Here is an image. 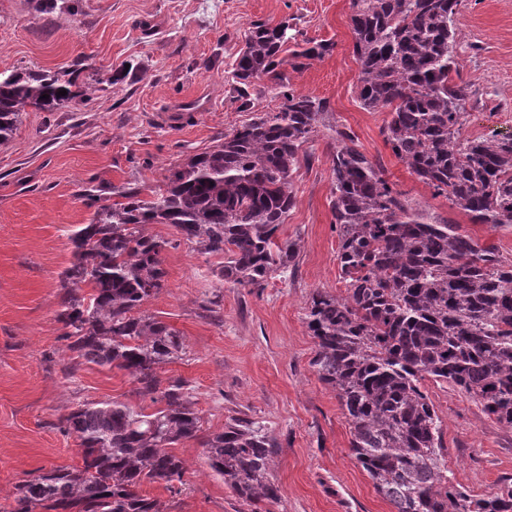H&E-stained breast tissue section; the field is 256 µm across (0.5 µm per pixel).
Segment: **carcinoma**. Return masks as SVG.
<instances>
[{
  "label": "carcinoma",
  "mask_w": 512,
  "mask_h": 512,
  "mask_svg": "<svg viewBox=\"0 0 512 512\" xmlns=\"http://www.w3.org/2000/svg\"><path fill=\"white\" fill-rule=\"evenodd\" d=\"M73 20L78 0H30ZM461 0H350L356 83L362 108L385 110L383 140L410 173L476 224H512V136L464 139L465 87L454 15ZM334 44L297 42L284 19L254 21L231 78L238 109L254 107L256 84L282 104L224 141L169 169L150 198L122 187L83 195L90 223L71 234L73 261L61 274L57 321L77 362L126 372L134 393L160 408L83 403L56 427L79 441L83 464L42 472L18 486L11 512H159L140 495L145 481L173 488L183 462L173 448L193 441L210 469L251 507L280 498L272 482L276 441L256 421L231 417L206 433L187 383L163 381V365L183 352L180 335L141 306L164 287L163 249L143 231L171 224L204 254L224 256L223 283L261 288L295 266L298 244L278 232L295 207L292 175L302 146L329 121L327 101L296 91L294 71ZM66 72L0 71V145L29 108L52 112L96 90ZM66 90L64 96L57 95ZM49 98L44 99L42 95ZM331 158L337 261L345 294L316 292L306 325L316 341L319 378L334 391L351 429V451L394 512H512V486L472 495L452 482L441 421L422 381L445 382L512 427V264L480 248L461 226L420 210L336 128ZM89 288L83 292V288Z\"/></svg>",
  "instance_id": "obj_1"
}]
</instances>
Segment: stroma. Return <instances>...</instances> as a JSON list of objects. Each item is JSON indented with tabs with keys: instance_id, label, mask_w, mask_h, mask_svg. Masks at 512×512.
Wrapping results in <instances>:
<instances>
[{
	"instance_id": "obj_1",
	"label": "stroma",
	"mask_w": 512,
	"mask_h": 512,
	"mask_svg": "<svg viewBox=\"0 0 512 512\" xmlns=\"http://www.w3.org/2000/svg\"><path fill=\"white\" fill-rule=\"evenodd\" d=\"M75 21L48 24L29 0H0V71L69 68L84 81L134 64L136 73L56 112H24L0 145V512L18 485L57 466H78L81 449L57 420L81 403L140 406L130 376L84 365L57 320L60 274L72 258L69 234L88 223L82 193L134 184L162 189L168 169L246 122L230 94L229 73L257 20L295 19L302 38L332 42L330 55L289 72L296 90L325 99L331 125L306 144L292 176L296 206L283 237L296 240L294 271L265 287L220 283L223 259L187 245L166 248L165 286L144 313L174 328L184 355L163 374L187 381L207 431L247 415L275 438L272 479L280 488L268 512H392L355 460L350 426L335 391L312 364L317 346L305 314L314 293L343 294L336 260L330 156L336 128L431 215L460 224L479 247L512 263V224H475L410 174L385 144V115L364 110L355 93L350 0H81ZM461 77L468 85L464 138L512 135V0H461L454 17ZM179 120H170V113ZM214 309H207L208 300ZM441 420L453 483L476 494L512 479V428L487 415L459 388L425 381ZM177 491L143 483L159 512H250L189 442Z\"/></svg>"
}]
</instances>
